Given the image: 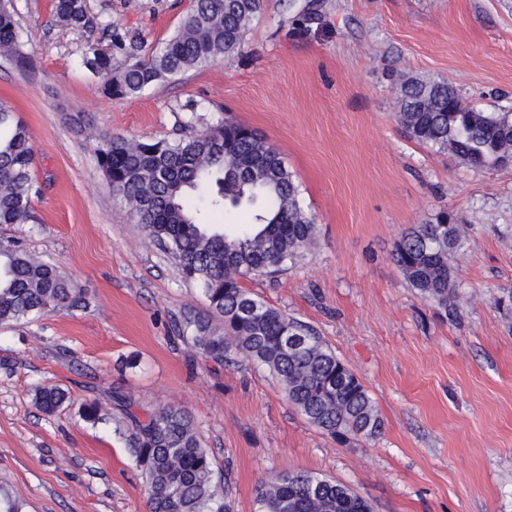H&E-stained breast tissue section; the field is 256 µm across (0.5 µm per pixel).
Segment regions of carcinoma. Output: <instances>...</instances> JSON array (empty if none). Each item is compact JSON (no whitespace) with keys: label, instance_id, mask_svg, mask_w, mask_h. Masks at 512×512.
Segmentation results:
<instances>
[{"label":"carcinoma","instance_id":"cac0c4a2","mask_svg":"<svg viewBox=\"0 0 512 512\" xmlns=\"http://www.w3.org/2000/svg\"><path fill=\"white\" fill-rule=\"evenodd\" d=\"M264 0H193L177 31L148 57L119 63L90 47L83 66L106 77L113 98L139 94L154 83L239 54ZM55 22L67 29L112 37V20L85 0H53ZM13 0H0V60L27 62ZM144 42L137 32L119 39L131 58ZM398 119L417 142L450 151L474 168H502L512 159V113L475 112L445 80L415 75L398 85ZM112 190L128 205L150 242L197 286L207 314L184 318L179 335L206 359L222 363L241 354L269 369L291 403L334 438H372L382 420L364 385L311 326L251 296L243 280L275 274L314 240L315 224L279 152L260 134L221 119L202 134L167 142L128 141L86 128ZM27 126L0 101V224L32 220L38 193ZM462 245L458 225L441 215L397 242L393 260L418 294L441 307L455 293L450 256ZM86 295L55 264L19 242L0 239V326L58 308L84 309ZM68 393L41 385L35 405L56 412ZM120 413L118 432L149 490L150 512H231L219 501L213 460L189 412L165 406L141 414L119 391L108 396ZM84 421H104L98 399L79 408ZM258 512H371L350 487L307 472L283 473L261 488Z\"/></svg>","mask_w":512,"mask_h":512}]
</instances>
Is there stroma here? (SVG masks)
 Instances as JSON below:
<instances>
[{
	"label": "stroma",
	"mask_w": 512,
	"mask_h": 512,
	"mask_svg": "<svg viewBox=\"0 0 512 512\" xmlns=\"http://www.w3.org/2000/svg\"><path fill=\"white\" fill-rule=\"evenodd\" d=\"M193 0H87L117 33L168 39ZM33 66L0 62V99L27 125L34 220L0 225L83 288L88 306L0 327V489L22 512H149L114 422L85 400L116 389L141 407L189 411L233 512L304 471L352 488L373 512H512V166L468 168L409 137L405 73L451 81L465 104L512 108V0H266L242 55L109 98L79 56L106 39L55 25L51 0H14ZM84 118L125 139L172 141L230 118L280 153L316 225L288 268L255 276V299L313 326L382 420L344 442L311 425L265 366L205 359L177 334L200 290L145 233L99 168ZM449 214L463 233L457 296H418L392 260L411 228ZM136 357V366L127 358ZM52 383L70 401L33 403ZM68 393L57 385L38 386L34 393L35 405L44 413L56 412L66 402Z\"/></svg>",
	"instance_id": "35a3bbf8"
}]
</instances>
